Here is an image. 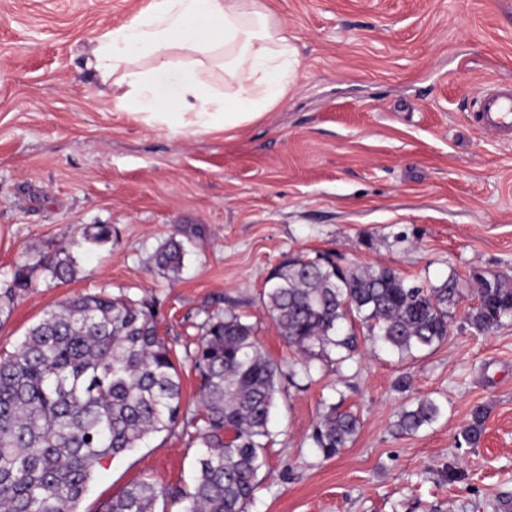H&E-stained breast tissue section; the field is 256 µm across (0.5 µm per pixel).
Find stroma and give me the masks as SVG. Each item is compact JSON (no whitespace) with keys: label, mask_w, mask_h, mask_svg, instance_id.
Masks as SVG:
<instances>
[{"label":"stroma","mask_w":512,"mask_h":512,"mask_svg":"<svg viewBox=\"0 0 512 512\" xmlns=\"http://www.w3.org/2000/svg\"><path fill=\"white\" fill-rule=\"evenodd\" d=\"M149 2L0 0V287L87 225L112 227L75 249L71 281L36 275L0 353L65 298L122 294L153 304L195 413L189 355L208 315L235 312L282 368H301L262 302L288 257L430 285L454 272L462 296L441 344L401 360L366 343L283 383L248 512H512V319L484 335L465 320L473 274L512 276V141L469 119L488 83L512 84V0H265L297 48L288 96L242 128L178 135L116 109L85 66L97 33ZM172 235L186 247L174 279L149 266ZM423 397L442 416L399 433V411ZM331 404L361 427L326 459L311 435ZM478 404L481 442L459 445ZM199 450L192 429L151 436L95 471L79 512L141 479L191 490ZM451 464L464 482L444 480Z\"/></svg>","instance_id":"1"}]
</instances>
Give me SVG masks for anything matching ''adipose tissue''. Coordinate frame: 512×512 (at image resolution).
<instances>
[{
	"label": "adipose tissue",
	"mask_w": 512,
	"mask_h": 512,
	"mask_svg": "<svg viewBox=\"0 0 512 512\" xmlns=\"http://www.w3.org/2000/svg\"><path fill=\"white\" fill-rule=\"evenodd\" d=\"M96 43L92 65L102 85L120 88L116 107L174 134L247 125L292 86L295 49L263 0H150ZM219 63L227 93L214 86ZM170 70L180 79L174 105L156 83Z\"/></svg>",
	"instance_id": "adipose-tissue-1"
}]
</instances>
